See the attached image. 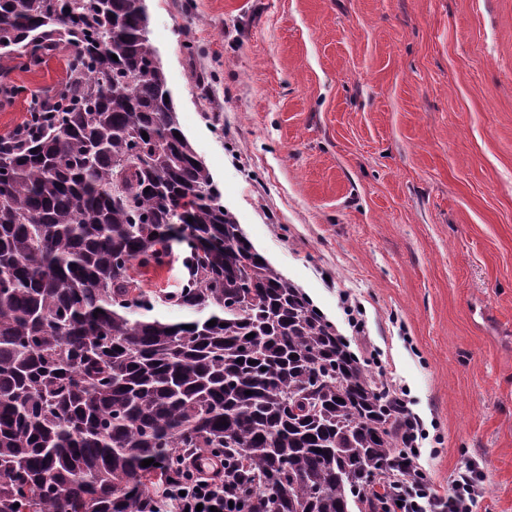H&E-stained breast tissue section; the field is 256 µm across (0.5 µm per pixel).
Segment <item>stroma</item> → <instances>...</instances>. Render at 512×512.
<instances>
[{
  "instance_id": "obj_1",
  "label": "stroma",
  "mask_w": 512,
  "mask_h": 512,
  "mask_svg": "<svg viewBox=\"0 0 512 512\" xmlns=\"http://www.w3.org/2000/svg\"><path fill=\"white\" fill-rule=\"evenodd\" d=\"M178 122L255 249L512 512V0H146ZM63 50L10 68L58 89ZM359 307L363 331L351 325Z\"/></svg>"
}]
</instances>
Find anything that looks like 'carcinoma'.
<instances>
[{"label": "carcinoma", "instance_id": "1", "mask_svg": "<svg viewBox=\"0 0 512 512\" xmlns=\"http://www.w3.org/2000/svg\"><path fill=\"white\" fill-rule=\"evenodd\" d=\"M48 2L0 0V65L73 49L56 111L0 136V512H143L187 451L263 487L249 512H347L354 485L388 512L417 475L385 384L174 136L145 0ZM175 239L186 322L135 278Z\"/></svg>", "mask_w": 512, "mask_h": 512}]
</instances>
